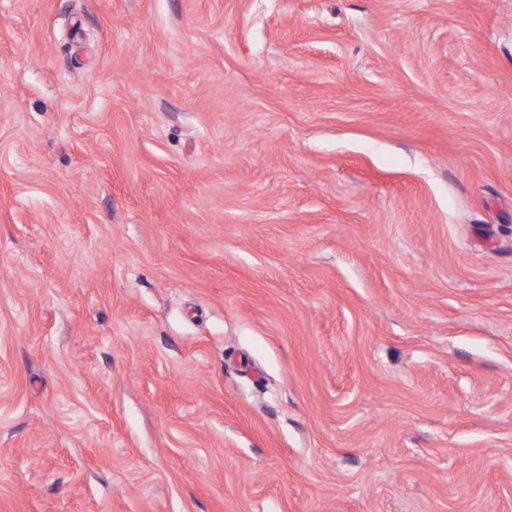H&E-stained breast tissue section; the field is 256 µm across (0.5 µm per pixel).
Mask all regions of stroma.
I'll list each match as a JSON object with an SVG mask.
<instances>
[{
	"mask_svg": "<svg viewBox=\"0 0 512 512\" xmlns=\"http://www.w3.org/2000/svg\"><path fill=\"white\" fill-rule=\"evenodd\" d=\"M0 512H512V0H0Z\"/></svg>",
	"mask_w": 512,
	"mask_h": 512,
	"instance_id": "35a3bbf8",
	"label": "stroma"
}]
</instances>
